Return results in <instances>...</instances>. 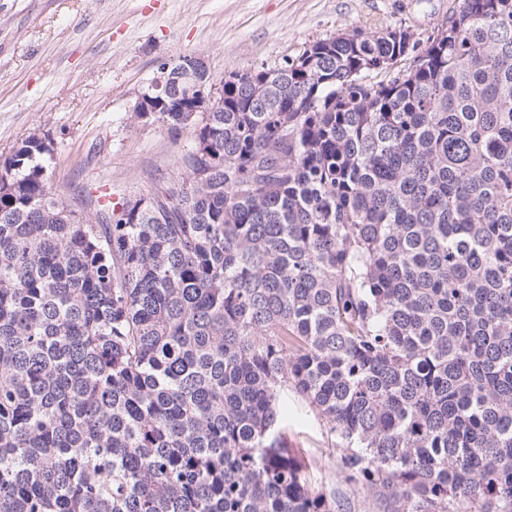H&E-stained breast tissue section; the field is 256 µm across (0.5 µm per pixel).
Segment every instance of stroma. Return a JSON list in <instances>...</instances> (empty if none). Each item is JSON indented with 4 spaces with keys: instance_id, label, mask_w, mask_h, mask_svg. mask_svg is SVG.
<instances>
[{
    "instance_id": "1",
    "label": "stroma",
    "mask_w": 512,
    "mask_h": 512,
    "mask_svg": "<svg viewBox=\"0 0 512 512\" xmlns=\"http://www.w3.org/2000/svg\"><path fill=\"white\" fill-rule=\"evenodd\" d=\"M460 0H0V156L32 134L58 196L88 193L119 203L152 179L176 182V159L192 129L172 139L166 125L134 108L162 61L201 58L212 77L278 66L313 42L345 32L402 28L427 39ZM288 445L313 487L348 501L351 512H383L345 478L344 443L324 419L293 402Z\"/></svg>"
}]
</instances>
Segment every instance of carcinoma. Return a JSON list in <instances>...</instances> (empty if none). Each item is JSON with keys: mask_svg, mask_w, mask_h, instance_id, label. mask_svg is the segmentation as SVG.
Instances as JSON below:
<instances>
[{"mask_svg": "<svg viewBox=\"0 0 512 512\" xmlns=\"http://www.w3.org/2000/svg\"><path fill=\"white\" fill-rule=\"evenodd\" d=\"M408 34L162 96L207 173L135 219L4 157L0 512H335L292 395L387 512H512V0Z\"/></svg>", "mask_w": 512, "mask_h": 512, "instance_id": "carcinoma-1", "label": "carcinoma"}]
</instances>
